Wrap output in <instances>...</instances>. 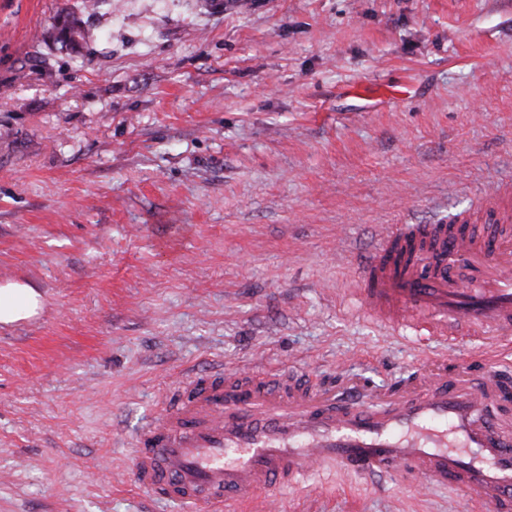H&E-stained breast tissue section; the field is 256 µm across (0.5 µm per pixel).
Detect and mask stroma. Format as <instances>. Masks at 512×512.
I'll return each instance as SVG.
<instances>
[{
    "mask_svg": "<svg viewBox=\"0 0 512 512\" xmlns=\"http://www.w3.org/2000/svg\"><path fill=\"white\" fill-rule=\"evenodd\" d=\"M0 0V512H181L129 442L220 364L378 391L416 345L344 297L387 224L512 189V0ZM252 512H480L322 466ZM60 18L62 20L59 28L60 37L75 49L84 38L83 21L67 7L62 9ZM40 307V295L32 286L21 282L0 285V323L29 319L37 314Z\"/></svg>",
    "mask_w": 512,
    "mask_h": 512,
    "instance_id": "stroma-1",
    "label": "stroma"
}]
</instances>
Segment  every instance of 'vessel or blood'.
<instances>
[{"label": "vessel or blood", "mask_w": 512, "mask_h": 512, "mask_svg": "<svg viewBox=\"0 0 512 512\" xmlns=\"http://www.w3.org/2000/svg\"><path fill=\"white\" fill-rule=\"evenodd\" d=\"M350 293L366 319L447 350L468 339L511 344L512 224L495 206L480 224L390 225ZM481 367L476 388L420 365L375 396L349 386L337 406L285 371L189 373L136 434L135 479L159 500L234 512L323 462L365 479L450 485L512 512V435L496 432L492 417L512 397V371Z\"/></svg>", "instance_id": "vessel-or-blood-1"}]
</instances>
